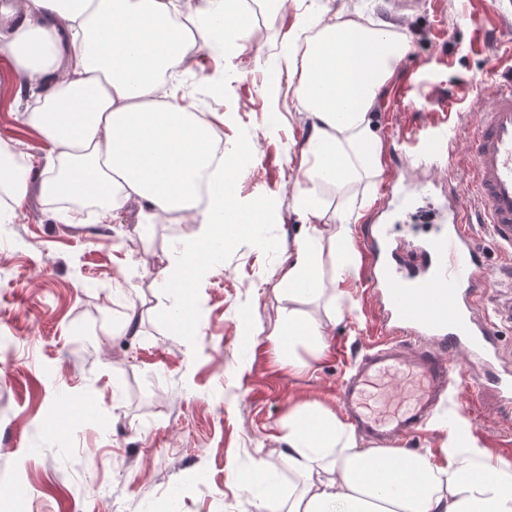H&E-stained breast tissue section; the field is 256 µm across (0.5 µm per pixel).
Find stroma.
<instances>
[{"label": "stroma", "instance_id": "obj_1", "mask_svg": "<svg viewBox=\"0 0 512 512\" xmlns=\"http://www.w3.org/2000/svg\"><path fill=\"white\" fill-rule=\"evenodd\" d=\"M364 18L393 23L409 50L395 65L373 113L382 167L344 188L311 181L301 166L307 130L288 94L271 101L263 74L282 60L295 15L328 0H288L277 19L251 0L249 42L222 56L199 28L201 51L176 100L221 116L225 151L245 146L237 203L266 200L265 223L227 235L224 251L196 284L195 335L164 319L173 297L157 276L192 246L198 225L138 222L128 203L100 224L95 214L69 217L32 191L11 223L0 224V512H247L246 493L229 476L265 457L283 491L299 478L283 454L288 416L303 403L340 412L338 386L356 355L378 340V306L357 259L336 283L332 237L346 228L359 248L364 225L384 202L397 171L433 184L435 203L456 187L472 206L468 141L476 118L512 73V0H427L398 17L391 0H358ZM13 61L0 52V138L37 151L40 140L19 120ZM448 105V143L425 142ZM284 116L275 127L268 113ZM314 189L324 240L323 295L289 304L277 273L304 218L299 189ZM483 254L478 309L495 318L512 247L490 225L471 227ZM328 325L324 340L281 351L268 334L288 309ZM136 316L138 335L125 334ZM473 440L493 457L512 459V402L490 387L459 380L448 405L410 440L408 449L439 454L450 434Z\"/></svg>", "mask_w": 512, "mask_h": 512}]
</instances>
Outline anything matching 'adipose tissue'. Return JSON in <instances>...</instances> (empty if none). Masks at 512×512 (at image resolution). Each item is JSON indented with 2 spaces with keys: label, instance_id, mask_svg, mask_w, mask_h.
Returning a JSON list of instances; mask_svg holds the SVG:
<instances>
[{
  "label": "adipose tissue",
  "instance_id": "1",
  "mask_svg": "<svg viewBox=\"0 0 512 512\" xmlns=\"http://www.w3.org/2000/svg\"><path fill=\"white\" fill-rule=\"evenodd\" d=\"M177 2L24 0L22 21L0 29V52L13 59L20 90L37 99L21 121L45 145L18 167L15 144L0 141V197L8 201L0 223H9L35 182L48 201L95 207L103 223L133 199L143 224L168 214L192 218L200 226L193 247L159 273L176 292L168 322L180 326L195 279L229 229L259 223L269 207L238 208L224 173L238 169L242 151L215 163V124L171 99L165 77L199 52ZM195 17L214 32L221 53L250 37L240 0H201ZM408 50L403 36L345 19L340 10L298 16L283 63L268 70L263 88L272 98L288 92L310 119V178L341 188L379 171L381 142L371 114L392 65ZM297 207L312 221L279 281L292 302L323 293L318 199L299 190ZM326 334L323 322L292 312L275 321L269 337L290 349ZM287 444L299 491L281 497L262 457L248 474L234 476L256 512H512V462L471 442L449 439L436 463L428 453L367 446L338 414L306 404L288 418Z\"/></svg>",
  "mask_w": 512,
  "mask_h": 512
}]
</instances>
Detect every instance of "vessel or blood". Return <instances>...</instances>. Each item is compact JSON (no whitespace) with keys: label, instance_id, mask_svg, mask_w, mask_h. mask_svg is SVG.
I'll use <instances>...</instances> for the list:
<instances>
[{"label":"vessel or blood","instance_id":"1","mask_svg":"<svg viewBox=\"0 0 512 512\" xmlns=\"http://www.w3.org/2000/svg\"><path fill=\"white\" fill-rule=\"evenodd\" d=\"M468 150L478 207L468 212L452 193L447 214L419 215L433 230L413 274L389 256L385 235L365 244L369 285L393 326L356 358L340 397L355 428L379 442L397 445L422 432L455 376L497 356V321L512 324V293L498 302L497 321L476 317L482 262L468 230L472 222L490 225L512 246V78L480 113ZM458 350L465 363L453 360Z\"/></svg>","mask_w":512,"mask_h":512}]
</instances>
